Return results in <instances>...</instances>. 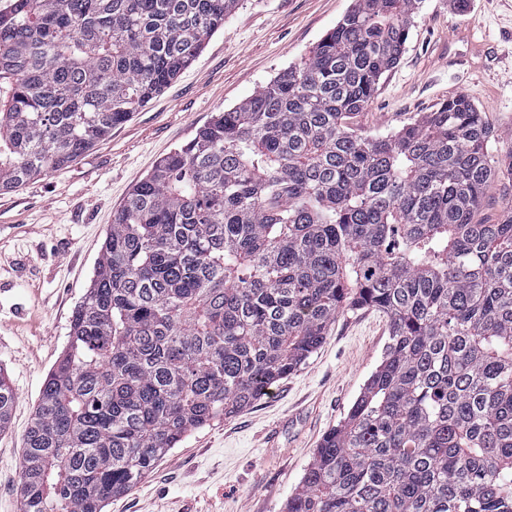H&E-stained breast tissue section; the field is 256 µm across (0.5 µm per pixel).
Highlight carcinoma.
<instances>
[{
    "instance_id": "carcinoma-1",
    "label": "carcinoma",
    "mask_w": 512,
    "mask_h": 512,
    "mask_svg": "<svg viewBox=\"0 0 512 512\" xmlns=\"http://www.w3.org/2000/svg\"><path fill=\"white\" fill-rule=\"evenodd\" d=\"M241 0H12L0 191L62 168L188 68ZM422 0H355L308 59L161 158L113 214L25 438L20 512H104L190 431L265 396L340 314L389 343L285 512H512V209L466 95L349 119ZM15 394L0 372V429ZM512 203V178L505 173L495 179L482 200L476 220L489 224L500 220L505 208Z\"/></svg>"
}]
</instances>
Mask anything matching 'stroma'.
Segmentation results:
<instances>
[{"label": "stroma", "instance_id": "35a3bbf8", "mask_svg": "<svg viewBox=\"0 0 512 512\" xmlns=\"http://www.w3.org/2000/svg\"><path fill=\"white\" fill-rule=\"evenodd\" d=\"M353 0H242L196 60L75 162L0 192V369L15 392L0 431V512H20L25 435L69 340L113 212L171 150L249 97L316 43ZM464 94L512 153V0H422L398 64L351 121L391 133ZM387 317L339 315L323 344L260 401L188 433L105 512H283L324 434L380 364Z\"/></svg>", "mask_w": 512, "mask_h": 512}]
</instances>
